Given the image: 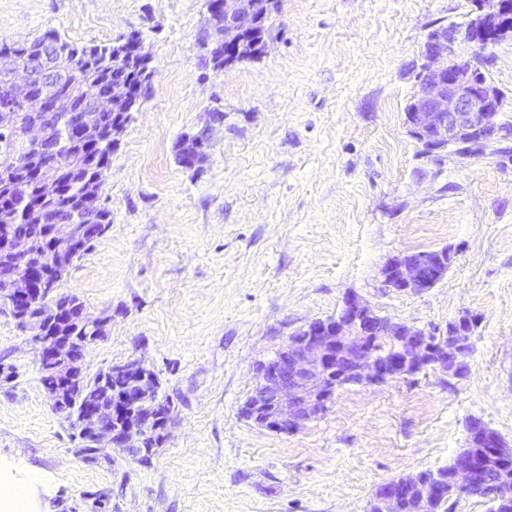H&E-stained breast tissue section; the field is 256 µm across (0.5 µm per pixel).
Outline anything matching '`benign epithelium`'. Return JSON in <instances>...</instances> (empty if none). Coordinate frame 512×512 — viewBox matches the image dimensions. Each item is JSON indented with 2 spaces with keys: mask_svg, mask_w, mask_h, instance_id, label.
<instances>
[{
  "mask_svg": "<svg viewBox=\"0 0 512 512\" xmlns=\"http://www.w3.org/2000/svg\"><path fill=\"white\" fill-rule=\"evenodd\" d=\"M475 9L465 25L463 39L482 47L492 38L512 32L508 24L512 6L504 0H472ZM280 0H222L216 11L220 21L211 19L210 42L224 45V65L236 62L247 50L265 54L268 40H255L262 20L278 12ZM119 57L139 64L144 81L151 80L150 57L141 49L137 35L130 33L116 41ZM457 41L439 30L425 44L426 64L417 81L407 115L410 135L427 153L449 150L460 159H474L497 152L496 145L512 139V130L502 125L507 107L502 90L489 82L480 66L460 60ZM139 101L128 84H114L107 96H100L86 84L60 78L51 44L44 45L34 61L10 54L0 55V108L4 121L17 123L24 151L14 155L11 165L22 167L26 152L53 151L51 127L68 126L71 136L90 142L101 133V115L130 109ZM99 222V203L83 200L78 212L56 213L51 225L59 256L76 252L83 225ZM0 255L20 264L32 256L29 240L0 233ZM448 249L404 253L387 262L381 271L383 286L397 292L418 294L438 283L448 272ZM56 274L41 267L16 277L5 302L17 325L30 333L39 351L40 365L54 369L57 387L50 391L54 409L62 408L73 395L81 374L76 372L70 351L76 344L60 330H47L30 316L33 309H45L50 302ZM78 321L88 330L82 348L105 335L107 319L92 317L86 309ZM478 321L468 315L448 323V334L425 331L404 322L376 315L372 307L356 295L343 299L340 312L327 319L313 320L294 333L270 359L255 367L256 384L241 408L242 417L272 432L293 433L321 418L345 385L384 383L413 377L429 368L456 378L470 372L468 358ZM122 371L129 378V390L119 401L107 406H90L81 418V434L97 447L130 450L143 440L141 427L130 423L112 428V419L134 416L139 405L156 392L155 373L140 359L111 366L106 376ZM471 494H483L512 505V477L493 481L487 470H477L469 457L460 453L454 462V481L447 487L435 472L421 471L380 484L374 491V512H426L429 503Z\"/></svg>",
  "mask_w": 512,
  "mask_h": 512,
  "instance_id": "benign-epithelium-1",
  "label": "benign epithelium"
}]
</instances>
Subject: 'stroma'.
I'll list each match as a JSON object with an SVG mask.
<instances>
[{"mask_svg": "<svg viewBox=\"0 0 512 512\" xmlns=\"http://www.w3.org/2000/svg\"><path fill=\"white\" fill-rule=\"evenodd\" d=\"M471 8L281 0L267 53L216 72L198 46L207 0H0V40L136 31L152 56L100 193L112 224L59 289L109 320L88 375L141 359L173 408L148 464L118 448L84 461L0 307V481L29 480L28 512H369L382 482L448 465L470 418L512 447V141L423 157L404 123L428 36ZM200 133L207 158L185 168L178 143ZM442 248L434 288H384L392 257ZM350 293L439 333L477 317L469 375L346 386L292 434L242 419L254 365Z\"/></svg>", "mask_w": 512, "mask_h": 512, "instance_id": "obj_1", "label": "stroma"}]
</instances>
